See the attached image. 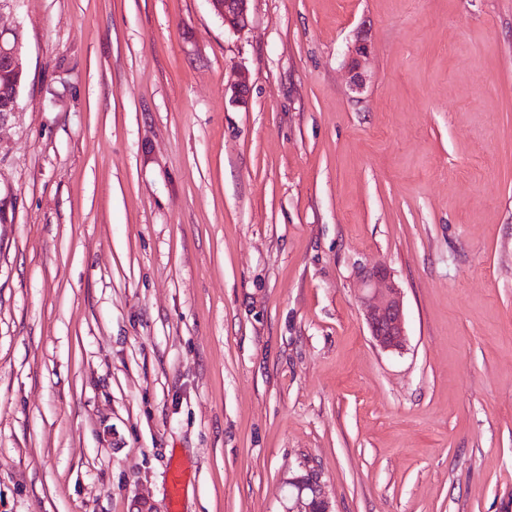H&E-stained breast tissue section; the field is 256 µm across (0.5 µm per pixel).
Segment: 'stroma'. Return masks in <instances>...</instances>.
Listing matches in <instances>:
<instances>
[{"instance_id": "1", "label": "stroma", "mask_w": 512, "mask_h": 512, "mask_svg": "<svg viewBox=\"0 0 512 512\" xmlns=\"http://www.w3.org/2000/svg\"><path fill=\"white\" fill-rule=\"evenodd\" d=\"M0 512H512V0H24ZM367 36L364 87L349 46ZM251 95L231 105L236 69ZM404 293L374 346L362 269ZM224 26L241 32L249 26V4L252 0H208ZM360 306L374 344L385 352H401L407 344L404 296L390 270L376 265L359 279ZM184 494V469L180 462L172 463L167 475V511L180 512ZM301 468L303 473L288 481L285 512H334L317 470L305 463Z\"/></svg>"}]
</instances>
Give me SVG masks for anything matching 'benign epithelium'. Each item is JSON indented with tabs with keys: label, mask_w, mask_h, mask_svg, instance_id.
<instances>
[{
	"label": "benign epithelium",
	"mask_w": 512,
	"mask_h": 512,
	"mask_svg": "<svg viewBox=\"0 0 512 512\" xmlns=\"http://www.w3.org/2000/svg\"><path fill=\"white\" fill-rule=\"evenodd\" d=\"M251 0H209L213 10L232 32L249 26ZM20 25L0 27V60L20 62L21 43L16 40ZM370 53V44L360 38L350 47L347 65L352 86L363 85L361 63ZM229 102L235 106L246 103L250 95L249 78L238 73L227 88ZM360 306L374 344L385 352H400L407 344L406 320L402 288L392 279L390 270L376 265L365 270L359 279ZM303 473L288 481V508L285 512H334L326 496L320 475L307 464Z\"/></svg>",
	"instance_id": "benign-epithelium-1"
}]
</instances>
